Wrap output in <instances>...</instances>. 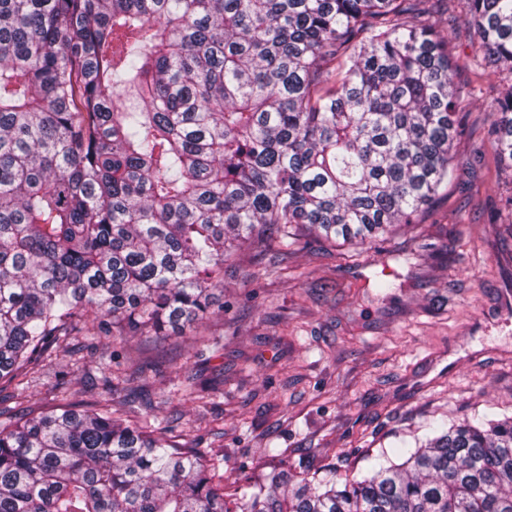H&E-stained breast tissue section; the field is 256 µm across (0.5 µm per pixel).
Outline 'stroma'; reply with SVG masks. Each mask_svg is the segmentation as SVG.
I'll list each match as a JSON object with an SVG mask.
<instances>
[{
    "label": "stroma",
    "instance_id": "obj_1",
    "mask_svg": "<svg viewBox=\"0 0 512 512\" xmlns=\"http://www.w3.org/2000/svg\"><path fill=\"white\" fill-rule=\"evenodd\" d=\"M439 29L463 68L471 103L455 142L457 176L417 222L357 247L301 239L287 258H242L216 291L213 321L191 336L131 338L154 365L142 390L103 386L101 348L59 357L54 372L0 386L6 405L36 408L58 392L111 399L130 419L191 431L231 492L258 457L340 474L432 421L512 416V163L498 161L486 110L500 82L474 64L479 42L458 0H440ZM389 281L387 292L376 283ZM206 389L187 398L189 377Z\"/></svg>",
    "mask_w": 512,
    "mask_h": 512
}]
</instances>
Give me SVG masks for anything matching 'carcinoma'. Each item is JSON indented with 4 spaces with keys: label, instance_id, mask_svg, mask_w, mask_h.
<instances>
[{
    "label": "carcinoma",
    "instance_id": "cac0c4a2",
    "mask_svg": "<svg viewBox=\"0 0 512 512\" xmlns=\"http://www.w3.org/2000/svg\"><path fill=\"white\" fill-rule=\"evenodd\" d=\"M432 0H0V381L71 338L201 326L224 265L364 245L456 178L467 109ZM512 160V0H465ZM190 431L108 403L0 422V512H512V417L430 426L354 476L213 482Z\"/></svg>",
    "mask_w": 512,
    "mask_h": 512
}]
</instances>
